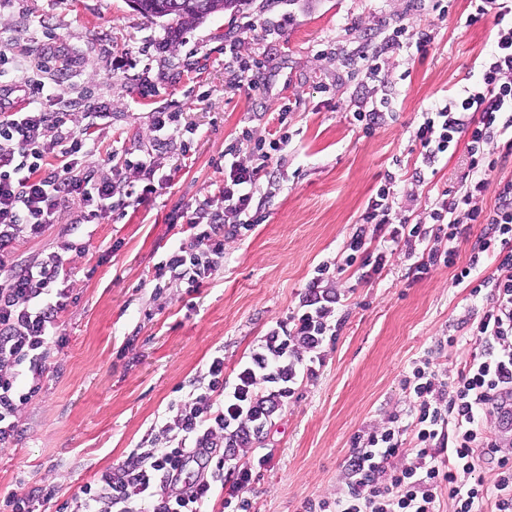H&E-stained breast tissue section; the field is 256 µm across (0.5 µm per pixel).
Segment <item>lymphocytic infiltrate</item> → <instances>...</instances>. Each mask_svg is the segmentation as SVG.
I'll return each instance as SVG.
<instances>
[{
	"label": "lymphocytic infiltrate",
	"mask_w": 512,
	"mask_h": 512,
	"mask_svg": "<svg viewBox=\"0 0 512 512\" xmlns=\"http://www.w3.org/2000/svg\"><path fill=\"white\" fill-rule=\"evenodd\" d=\"M469 23L491 20L495 30L480 56L476 79L432 102L411 131L421 164L410 178L388 175L344 242L338 269L360 265L364 279L378 276L402 254L414 278L448 268L469 290L454 334L448 337L451 378L430 362L413 365L404 387L413 398L407 415H391L370 431L346 464V489L336 498L305 500L303 512H512V175L497 172L493 148L512 154V0H470ZM431 31L402 26L379 47L362 51L363 67L385 82L379 63L405 46L427 54ZM54 112L32 107L10 112L0 98V447L19 436L21 412L39 394L46 362L60 347L62 286L74 241H63L33 265L18 267L16 245L41 237L62 212L71 232L114 210L138 208L154 191L160 145L184 130L178 112H156L152 146L127 152L126 174L108 177L81 166L91 153L86 138L68 126V100ZM290 105L269 113L266 136L242 132L224 148V204L203 199L179 205L172 223L186 225L157 266L158 277L188 289L219 269L224 243L249 236L263 223L274 197V168L288 157ZM463 151L466 168L452 195H438L418 220L409 217L428 173ZM494 203H486L487 190ZM482 225L467 259L458 243ZM336 269L316 265L289 320L271 325L235 378L224 376V352L215 350L185 398L171 402L146 444L56 502L54 485L8 495V512H251L242 492L253 480L249 453L287 407L300 382L325 364L326 338L336 336L342 299ZM468 353H460L462 345ZM232 473V488L224 475Z\"/></svg>",
	"instance_id": "obj_1"
}]
</instances>
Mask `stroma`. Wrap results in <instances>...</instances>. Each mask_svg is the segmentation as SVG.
I'll return each mask as SVG.
<instances>
[{"instance_id": "1", "label": "stroma", "mask_w": 512, "mask_h": 512, "mask_svg": "<svg viewBox=\"0 0 512 512\" xmlns=\"http://www.w3.org/2000/svg\"><path fill=\"white\" fill-rule=\"evenodd\" d=\"M433 20L419 0H245L179 32L149 21L129 0H0V50L13 59L0 85L12 110L55 94L73 104L69 123L110 104L85 166L120 171L126 151L148 146L154 112H179L191 133L182 151H163L164 180L138 209L82 224L85 253L67 271L69 299L60 314L66 343L47 361L42 389L22 412L18 440L0 449V499L50 482L74 497L101 471L142 445L209 355L224 350V373L275 321L287 320L310 273L336 255L387 174L410 175L419 150L409 138L420 112L472 80L493 37L490 22L468 23V0H439ZM288 15L279 37L268 19ZM434 30L427 57L415 49L385 56L389 80L374 85L349 74L336 51L380 40L399 25ZM245 34L244 56L262 62L252 93L237 90L224 68V39ZM388 98L392 120L365 135L352 114L369 88ZM290 103L293 140L268 218L242 241L224 246V264L199 291L170 285L154 293L158 263L175 240L168 216L177 205L217 198L215 166L224 142L241 129L266 130L258 115ZM452 270L413 279L401 255L383 276L339 273L342 322L327 343L317 377L295 392L261 443L271 454L247 492L255 512H302L306 499L346 489V462L358 435L405 414L403 379L431 358L448 370L446 338L467 289Z\"/></svg>"}]
</instances>
